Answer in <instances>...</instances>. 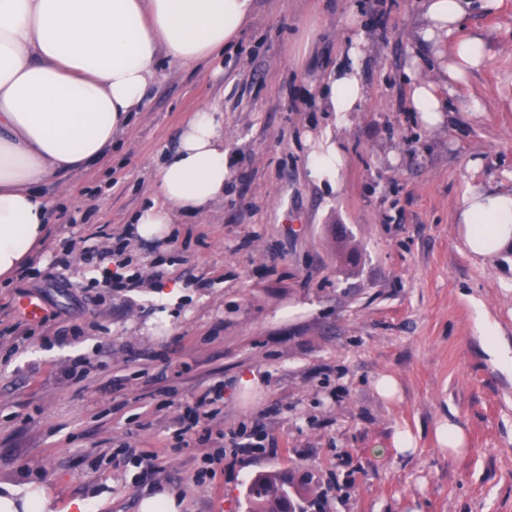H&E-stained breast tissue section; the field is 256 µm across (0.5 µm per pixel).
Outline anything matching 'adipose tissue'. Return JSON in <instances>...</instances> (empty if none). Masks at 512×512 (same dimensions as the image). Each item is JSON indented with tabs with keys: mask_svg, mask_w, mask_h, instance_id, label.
I'll return each mask as SVG.
<instances>
[{
	"mask_svg": "<svg viewBox=\"0 0 512 512\" xmlns=\"http://www.w3.org/2000/svg\"><path fill=\"white\" fill-rule=\"evenodd\" d=\"M468 0H424L423 41L441 47ZM251 0H0V278L14 275L43 240L49 203L41 188L90 166L131 113L146 104L157 59L190 64L222 54ZM485 58L481 38L456 42L440 68L462 81ZM336 112L357 111L362 88L341 69L326 90ZM229 169L224 114L196 111L155 166V201L133 219L145 238L182 215H205L224 198ZM458 222L471 254L512 242V193L471 188Z\"/></svg>",
	"mask_w": 512,
	"mask_h": 512,
	"instance_id": "ef3b65f1",
	"label": "adipose tissue"
}]
</instances>
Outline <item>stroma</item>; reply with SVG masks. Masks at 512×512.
<instances>
[{"instance_id": "35a3bbf8", "label": "stroma", "mask_w": 512, "mask_h": 512, "mask_svg": "<svg viewBox=\"0 0 512 512\" xmlns=\"http://www.w3.org/2000/svg\"><path fill=\"white\" fill-rule=\"evenodd\" d=\"M472 4L460 33L487 60L443 89L434 127L408 106L411 76L439 80L422 0H252L223 56L161 61L111 153L44 186L40 277L0 281V482L57 512H138L160 490L183 512H247L251 480L278 469L319 512H512V370L479 327L512 350V245L476 257L456 222L469 186L512 190V0ZM340 67L359 75L358 111L320 97ZM207 105L224 113L223 203L138 236L158 153ZM320 140L338 176L310 175ZM33 292L67 339L10 334ZM206 390L211 419L172 452ZM449 422L462 453L439 440Z\"/></svg>"}]
</instances>
